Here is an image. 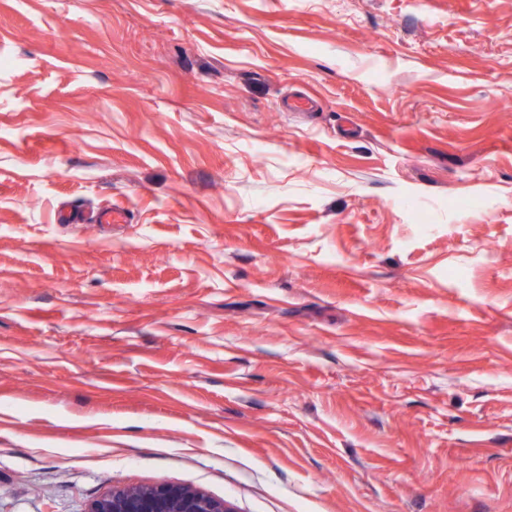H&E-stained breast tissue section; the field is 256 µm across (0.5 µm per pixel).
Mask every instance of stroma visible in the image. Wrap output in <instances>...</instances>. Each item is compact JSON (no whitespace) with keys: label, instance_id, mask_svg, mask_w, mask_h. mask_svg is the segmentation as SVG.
Returning a JSON list of instances; mask_svg holds the SVG:
<instances>
[{"label":"stroma","instance_id":"35a3bbf8","mask_svg":"<svg viewBox=\"0 0 512 512\" xmlns=\"http://www.w3.org/2000/svg\"><path fill=\"white\" fill-rule=\"evenodd\" d=\"M169 484L512 512V0H0V512ZM124 217V212L115 208L91 216L80 210H71L64 216V221L68 224H78L88 221L95 222L96 224H122L126 222L123 220Z\"/></svg>","mask_w":512,"mask_h":512}]
</instances>
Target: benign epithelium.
Here are the masks:
<instances>
[{
	"label": "benign epithelium",
	"instance_id": "7a95c632",
	"mask_svg": "<svg viewBox=\"0 0 512 512\" xmlns=\"http://www.w3.org/2000/svg\"><path fill=\"white\" fill-rule=\"evenodd\" d=\"M87 512H231L222 500L203 492L162 485L113 489L91 502Z\"/></svg>",
	"mask_w": 512,
	"mask_h": 512
}]
</instances>
